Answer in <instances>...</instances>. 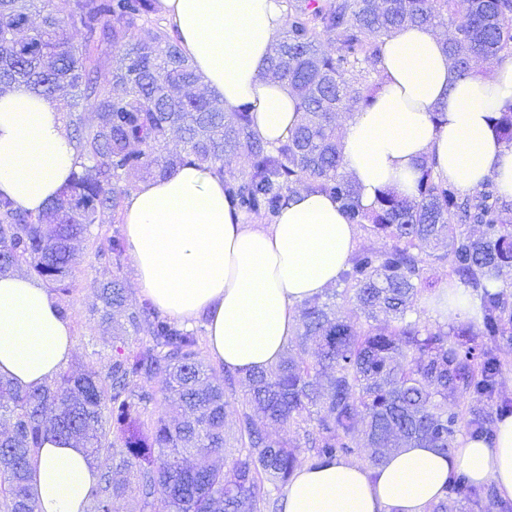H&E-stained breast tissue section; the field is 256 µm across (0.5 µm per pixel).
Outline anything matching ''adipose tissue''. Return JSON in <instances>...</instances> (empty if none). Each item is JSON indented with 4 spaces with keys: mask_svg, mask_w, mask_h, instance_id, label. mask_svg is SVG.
<instances>
[{
    "mask_svg": "<svg viewBox=\"0 0 512 512\" xmlns=\"http://www.w3.org/2000/svg\"><path fill=\"white\" fill-rule=\"evenodd\" d=\"M203 83L225 111L249 105L263 141L286 140L301 121L295 93L266 76L286 23L283 0H159ZM445 38L408 25L380 41L383 85L371 106L345 115L339 141L344 171L363 208L391 189L411 197L422 160L465 195L493 179L512 200V146L492 120L512 107V59L461 76ZM442 111L443 122L432 114ZM79 167L62 112L27 88L0 95V194L36 214ZM123 222L136 281L161 312L189 322L206 317L208 351L239 375L282 356L297 308L335 284L358 230L328 195H288L275 222L252 223L231 210L224 179L189 164L140 183ZM74 347L70 320L47 288L20 273L0 275V378L33 389L53 380ZM493 485L512 500V416L493 441L467 438L448 453L401 447L373 470L338 460L296 469L281 512H427L451 474ZM99 471L71 440L45 442L31 465L39 512H86Z\"/></svg>",
    "mask_w": 512,
    "mask_h": 512,
    "instance_id": "1",
    "label": "adipose tissue"
}]
</instances>
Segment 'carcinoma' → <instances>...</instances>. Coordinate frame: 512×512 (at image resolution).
Wrapping results in <instances>:
<instances>
[{"label":"carcinoma","mask_w":512,"mask_h":512,"mask_svg":"<svg viewBox=\"0 0 512 512\" xmlns=\"http://www.w3.org/2000/svg\"><path fill=\"white\" fill-rule=\"evenodd\" d=\"M153 12L152 0H0V94L22 85L53 102L66 90L67 112L95 114L88 126L79 117L69 121L80 171L44 211H20L0 195L1 274L25 265L66 292L72 243L123 208L132 192L122 184L126 175L166 177L197 162L222 176L238 158L248 170L225 181L231 208L271 221L302 184L335 198L350 223L371 225L392 245L356 251L336 287L301 304L297 352L247 376L227 373L222 385L210 381L193 332L131 303L118 279L102 285L103 319L113 331L106 373L89 367L30 390L0 379V406L10 420L0 437V512H38L30 465L54 438L80 442L93 460L119 458V471L135 475L151 512H278L279 491L299 464L355 456L360 437L371 470L403 444L450 451L461 422L472 437L492 439L484 401L497 390L501 363L492 349L476 355L464 345L471 336L512 330V301L490 286L512 267V203L489 178L462 196L424 162L414 197L386 191L365 209L343 170L334 120L371 105L383 83L379 38L396 27L450 26L449 58L464 75L480 59L512 55V0H286V28L265 74L288 82L303 116L278 144L255 136L249 106L226 112L216 94L191 92L201 77ZM131 30L137 35L129 38ZM322 31L336 33V43L324 45ZM104 44L112 47L105 59L96 54ZM104 62L112 65L106 85L93 77ZM494 127L512 145V108ZM173 133L181 141L176 151L167 149ZM468 224L482 225L481 236ZM125 251L116 230L97 257L118 269ZM445 260L479 298L477 328L461 329L456 341L412 317L415 297L429 285L427 267ZM341 300L355 304L364 321L340 315ZM377 309L391 318L384 328L370 324ZM129 331L146 333L149 345L126 349L119 335ZM159 376V390L144 388ZM240 384L237 448L228 455L226 407ZM458 393L472 399L466 419L448 402ZM152 405L162 406L154 418ZM290 427L302 442L286 437ZM191 451L209 463L184 464ZM126 487L116 474H102L91 512H118ZM484 495L457 475L428 512H458L462 501Z\"/></svg>","instance_id":"carcinoma-1"}]
</instances>
